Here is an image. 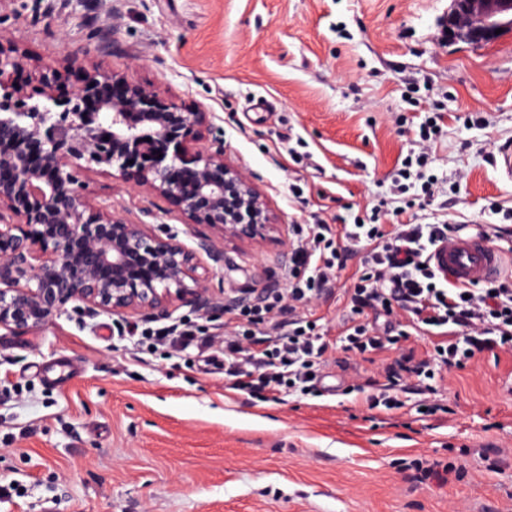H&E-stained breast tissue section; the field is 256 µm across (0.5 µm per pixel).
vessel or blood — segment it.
I'll return each instance as SVG.
<instances>
[{"mask_svg":"<svg viewBox=\"0 0 512 512\" xmlns=\"http://www.w3.org/2000/svg\"><path fill=\"white\" fill-rule=\"evenodd\" d=\"M435 269L456 285H470L499 278L503 253L481 233H467L437 245L430 253Z\"/></svg>","mask_w":512,"mask_h":512,"instance_id":"obj_1","label":"vessel or blood"}]
</instances>
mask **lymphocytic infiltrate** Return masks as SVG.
I'll list each match as a JSON object with an SVG mask.
<instances>
[{
  "label": "lymphocytic infiltrate",
  "mask_w": 512,
  "mask_h": 512,
  "mask_svg": "<svg viewBox=\"0 0 512 512\" xmlns=\"http://www.w3.org/2000/svg\"><path fill=\"white\" fill-rule=\"evenodd\" d=\"M424 156L405 158L396 193L401 206L392 211L391 224L370 220L332 229L327 224H298L295 266L287 291L263 297L259 302L237 305L244 327L224 339V375L231 389L251 395L273 393L284 386L306 383L315 365L328 350L317 324L297 313L299 305L328 291L347 262L349 245L367 249L366 268L354 283L351 315L343 324L342 349L367 361L392 349L407 338L409 329L440 337L435 347L439 364L462 366L476 356L494 350H512V277L503 276L467 288L452 285L434 269L429 254L433 246L465 230L464 222L414 224L405 214L413 205L408 193L411 180H424ZM313 273L300 277L299 269ZM130 336L149 348L168 344L179 348L210 350L208 337L192 322L164 325L150 330L131 325ZM385 364L386 382L370 407H399L398 390L412 386L427 389L435 371L417 359L413 349Z\"/></svg>",
  "instance_id": "obj_1"
}]
</instances>
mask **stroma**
<instances>
[{
  "mask_svg": "<svg viewBox=\"0 0 512 512\" xmlns=\"http://www.w3.org/2000/svg\"><path fill=\"white\" fill-rule=\"evenodd\" d=\"M448 0H5L0 45L68 88L97 68L214 113L224 153L263 190L284 234L224 245L215 295L284 290L295 224L353 222L391 208L393 175L417 148L424 113L444 116L425 173L432 205L416 223L497 224L512 181L494 159L512 141V34L448 42ZM89 55L70 59V48ZM95 200L129 222L145 211L186 244L204 233L174 204L83 173ZM359 258L304 307L331 344L317 378L270 398L228 389L224 360L196 348L147 352L113 318L67 309L37 334L0 331V512H512V353L481 354L434 393L404 390L373 409L360 378L338 387L340 329ZM77 374L46 377L62 360ZM432 403L441 411L418 412ZM460 476L409 481L418 457Z\"/></svg>",
  "mask_w": 512,
  "mask_h": 512,
  "instance_id": "obj_1",
  "label": "stroma"
}]
</instances>
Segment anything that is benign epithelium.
<instances>
[{"label":"benign epithelium","instance_id":"benign-epithelium-1","mask_svg":"<svg viewBox=\"0 0 512 512\" xmlns=\"http://www.w3.org/2000/svg\"><path fill=\"white\" fill-rule=\"evenodd\" d=\"M445 28L451 42L492 41L498 29L512 32V0H450ZM23 67L21 52L0 48V329L39 332L70 303L116 317L118 331L132 315L166 319L182 306L215 312L239 304L217 301L198 269L224 262L214 239L257 245L281 225L254 181L225 158L224 141L206 138L209 113L173 99L160 110L155 88L96 70L67 97L57 94V69L32 91L14 81ZM103 126L112 139L99 136ZM144 153L156 155L153 164L131 172L130 158ZM186 162L191 192L176 176ZM94 170L177 203L184 223L211 235L189 247L112 214L81 179ZM133 262L163 277L133 279Z\"/></svg>","mask_w":512,"mask_h":512}]
</instances>
